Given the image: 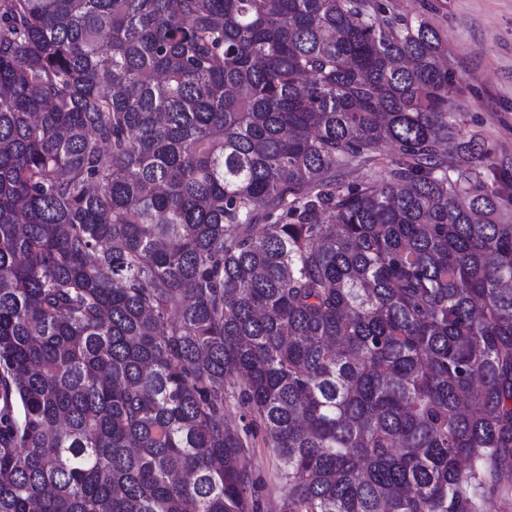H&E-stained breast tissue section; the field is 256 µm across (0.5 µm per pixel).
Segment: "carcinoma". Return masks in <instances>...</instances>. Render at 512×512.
I'll list each match as a JSON object with an SVG mask.
<instances>
[{
  "label": "carcinoma",
  "mask_w": 512,
  "mask_h": 512,
  "mask_svg": "<svg viewBox=\"0 0 512 512\" xmlns=\"http://www.w3.org/2000/svg\"><path fill=\"white\" fill-rule=\"evenodd\" d=\"M445 56L380 0H0V512H512V172ZM386 155L379 156L378 159L372 163L360 166L354 169L348 179L355 182H375L380 181L384 174L385 168L389 163L391 157V150L385 151ZM255 443V447L250 448L243 458V463H246V469L252 471L253 474L266 479L273 474L276 467L275 461L263 447L260 435L255 439Z\"/></svg>",
  "instance_id": "1"
}]
</instances>
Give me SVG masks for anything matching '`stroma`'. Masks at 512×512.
Instances as JSON below:
<instances>
[{
  "mask_svg": "<svg viewBox=\"0 0 512 512\" xmlns=\"http://www.w3.org/2000/svg\"><path fill=\"white\" fill-rule=\"evenodd\" d=\"M391 14L422 18L448 48L451 111L512 169V0H382Z\"/></svg>",
  "mask_w": 512,
  "mask_h": 512,
  "instance_id": "1",
  "label": "stroma"
}]
</instances>
